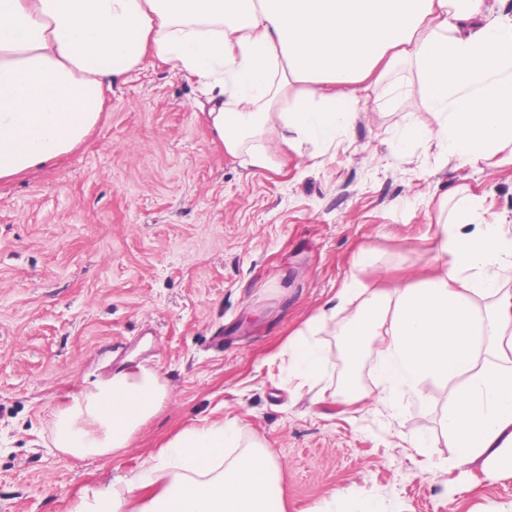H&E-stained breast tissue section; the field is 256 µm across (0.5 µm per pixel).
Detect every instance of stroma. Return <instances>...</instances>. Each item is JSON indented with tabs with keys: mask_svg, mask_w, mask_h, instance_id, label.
Returning a JSON list of instances; mask_svg holds the SVG:
<instances>
[{
	"mask_svg": "<svg viewBox=\"0 0 512 512\" xmlns=\"http://www.w3.org/2000/svg\"><path fill=\"white\" fill-rule=\"evenodd\" d=\"M402 94L369 92L323 151L274 145L272 169L241 165L194 108L195 82L162 66L114 84L97 128L71 156L0 183V512H69L79 489L141 471L201 420L237 419L278 465L285 512H484L512 481L463 492L454 451L412 447L440 432L451 386L391 416L377 399L341 413L339 337L325 400L285 379L284 345L349 275L364 288L418 279L450 215L475 193L512 221V145L462 165L426 141L434 124L416 69ZM373 262L353 269L358 249ZM145 365L169 389L127 448L74 459L51 446L53 413L89 382Z\"/></svg>",
	"mask_w": 512,
	"mask_h": 512,
	"instance_id": "35a3bbf8",
	"label": "stroma"
}]
</instances>
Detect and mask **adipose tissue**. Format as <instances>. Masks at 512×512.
Masks as SVG:
<instances>
[{
  "label": "adipose tissue",
  "instance_id": "ef3b65f1",
  "mask_svg": "<svg viewBox=\"0 0 512 512\" xmlns=\"http://www.w3.org/2000/svg\"><path fill=\"white\" fill-rule=\"evenodd\" d=\"M400 61L415 66L435 117L405 127L401 142L434 141L463 165L512 143V16L485 0H0V181L72 153L106 91L149 64L193 78L225 151L267 169L269 127L281 145L330 148ZM427 264L437 275L370 294L347 277L337 304L358 295L359 308L338 326L324 307L295 332L288 379L322 382L331 335L351 362L371 356L390 411L402 395L425 402L426 381H452L449 468L476 466L475 488L511 478L512 236L478 196L459 195ZM167 399L158 371H116L55 411L51 444L109 456ZM276 470L237 420L206 419L142 472L80 490L71 512H284Z\"/></svg>",
  "mask_w": 512,
  "mask_h": 512
}]
</instances>
